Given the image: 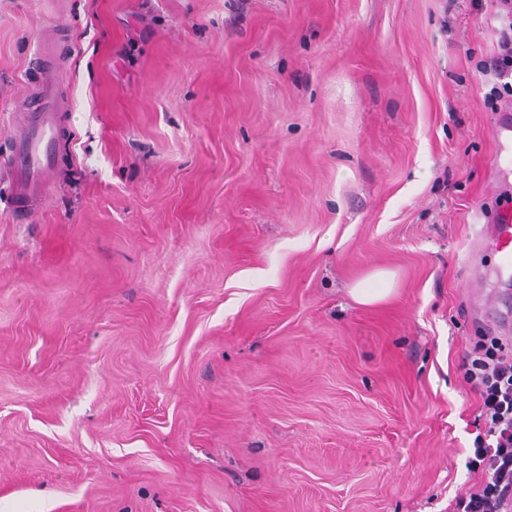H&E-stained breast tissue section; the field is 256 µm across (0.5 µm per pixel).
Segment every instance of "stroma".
<instances>
[{
  "label": "stroma",
  "mask_w": 512,
  "mask_h": 512,
  "mask_svg": "<svg viewBox=\"0 0 512 512\" xmlns=\"http://www.w3.org/2000/svg\"><path fill=\"white\" fill-rule=\"evenodd\" d=\"M493 0H0V512H453ZM70 24L50 189L4 198ZM394 290L362 305L374 270ZM371 278L386 285V288H365L363 283H358L351 289L354 299L361 304H374L386 299L392 292L393 274L389 271L378 270Z\"/></svg>",
  "instance_id": "1"
}]
</instances>
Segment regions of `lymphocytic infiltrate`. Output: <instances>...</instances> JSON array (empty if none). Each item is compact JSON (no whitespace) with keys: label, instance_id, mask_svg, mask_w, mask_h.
Wrapping results in <instances>:
<instances>
[{"label":"lymphocytic infiltrate","instance_id":"1","mask_svg":"<svg viewBox=\"0 0 512 512\" xmlns=\"http://www.w3.org/2000/svg\"><path fill=\"white\" fill-rule=\"evenodd\" d=\"M498 50L482 65L495 81L492 95L512 92V0H496ZM464 378L479 396V433L470 464L480 471L475 491L457 498L455 512H512V347L488 335L468 351Z\"/></svg>","mask_w":512,"mask_h":512}]
</instances>
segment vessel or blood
Returning <instances> with one entry per match:
<instances>
[{"label":"vessel or blood","instance_id":"obj_1","mask_svg":"<svg viewBox=\"0 0 512 512\" xmlns=\"http://www.w3.org/2000/svg\"><path fill=\"white\" fill-rule=\"evenodd\" d=\"M23 119L16 134L10 200L24 210L42 197L55 166L60 143L63 93L50 73H43L22 102ZM497 143L493 169L499 181L512 179V105H504L492 129ZM497 255L494 273L512 279V199H503L489 231Z\"/></svg>","mask_w":512,"mask_h":512}]
</instances>
